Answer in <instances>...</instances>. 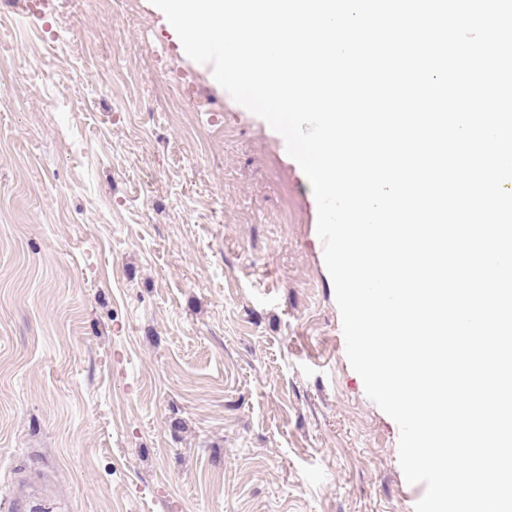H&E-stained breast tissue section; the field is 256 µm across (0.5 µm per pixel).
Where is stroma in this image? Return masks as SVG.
Segmentation results:
<instances>
[{
  "label": "stroma",
  "mask_w": 512,
  "mask_h": 512,
  "mask_svg": "<svg viewBox=\"0 0 512 512\" xmlns=\"http://www.w3.org/2000/svg\"><path fill=\"white\" fill-rule=\"evenodd\" d=\"M311 185L150 0H0V512H415Z\"/></svg>",
  "instance_id": "35a3bbf8"
}]
</instances>
